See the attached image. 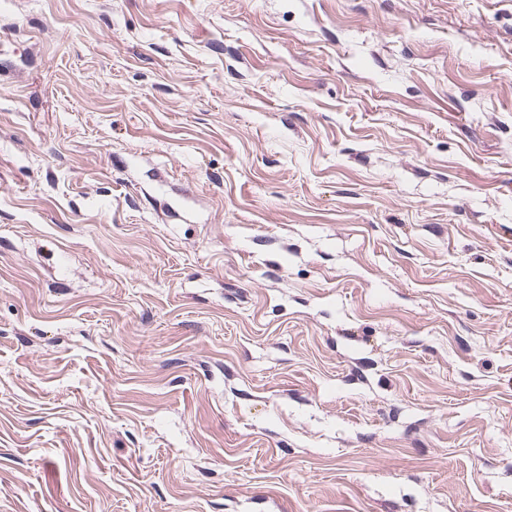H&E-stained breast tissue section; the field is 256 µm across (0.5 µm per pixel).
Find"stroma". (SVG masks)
Returning a JSON list of instances; mask_svg holds the SVG:
<instances>
[{"label": "stroma", "mask_w": 512, "mask_h": 512, "mask_svg": "<svg viewBox=\"0 0 512 512\" xmlns=\"http://www.w3.org/2000/svg\"><path fill=\"white\" fill-rule=\"evenodd\" d=\"M0 512H512V0H0Z\"/></svg>", "instance_id": "35a3bbf8"}]
</instances>
